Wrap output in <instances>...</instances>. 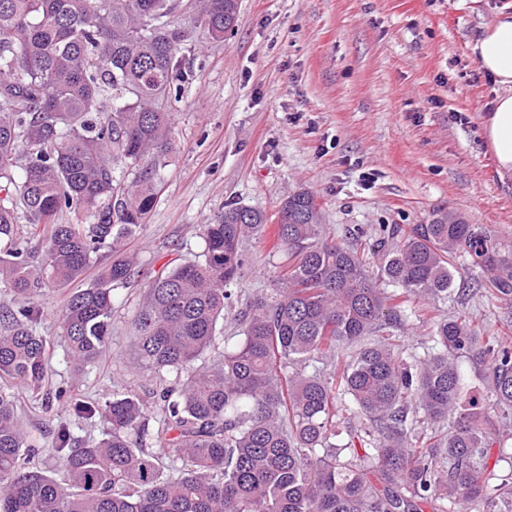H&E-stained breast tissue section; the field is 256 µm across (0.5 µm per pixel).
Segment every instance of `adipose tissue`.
I'll use <instances>...</instances> for the list:
<instances>
[{
  "label": "adipose tissue",
  "instance_id": "1",
  "mask_svg": "<svg viewBox=\"0 0 512 512\" xmlns=\"http://www.w3.org/2000/svg\"><path fill=\"white\" fill-rule=\"evenodd\" d=\"M472 52L499 87L482 126L485 144L499 169L512 171V13L500 12L490 28L473 41Z\"/></svg>",
  "mask_w": 512,
  "mask_h": 512
}]
</instances>
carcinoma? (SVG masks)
Returning a JSON list of instances; mask_svg holds the SVG:
<instances>
[{"label": "carcinoma", "mask_w": 512, "mask_h": 512, "mask_svg": "<svg viewBox=\"0 0 512 512\" xmlns=\"http://www.w3.org/2000/svg\"><path fill=\"white\" fill-rule=\"evenodd\" d=\"M237 10L0 0V285L14 296L0 304V512H512V466L498 469L491 429L512 428V341L446 317L422 357H404L399 336L373 338L398 304L447 300L459 253L512 300V257L452 211L348 244L326 231L311 192L290 193L277 224L284 273L238 311L240 341L210 361L243 244L267 226L263 211L228 205L202 226V261L147 282L132 365L154 388L117 384L99 402L46 386L37 297L109 259L60 312L64 360L82 370L106 354L117 290L138 273L126 243L173 153L167 108L189 41L173 14L219 40ZM376 253L374 278L364 256ZM468 362L485 367L476 401L464 394ZM19 387L47 412L63 402L101 420L105 436L81 438L64 419L38 444L20 424ZM346 412L361 426L341 427ZM45 452L63 480L42 467Z\"/></svg>", "instance_id": "1"}]
</instances>
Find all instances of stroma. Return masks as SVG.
Wrapping results in <instances>:
<instances>
[{
	"instance_id": "35a3bbf8",
	"label": "stroma",
	"mask_w": 512,
	"mask_h": 512,
	"mask_svg": "<svg viewBox=\"0 0 512 512\" xmlns=\"http://www.w3.org/2000/svg\"><path fill=\"white\" fill-rule=\"evenodd\" d=\"M512 0H239L223 39L191 31L182 97L171 107L176 145L157 202L130 243L140 275L119 289L110 350L74 374L63 360L59 312L69 287L38 299L40 332L50 338L47 372L88 400L112 386H152L134 372L131 321L149 277L198 260L202 225L225 205L263 210L269 225L243 249L234 305L217 326L238 333L236 308L269 288L284 256L274 226L288 192L310 191L336 238H378L384 225L428 223L439 209L481 225L512 250V173L500 172L482 124L497 87L471 50L475 37ZM465 287L432 308L410 303L394 335L408 351L436 314L468 313L478 335L512 330V301L486 292L489 274L457 255Z\"/></svg>"
}]
</instances>
